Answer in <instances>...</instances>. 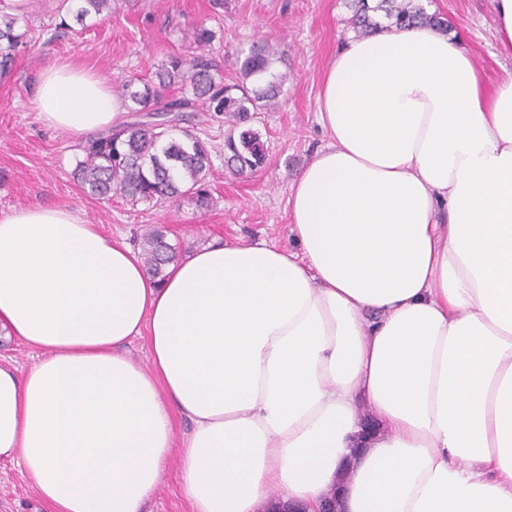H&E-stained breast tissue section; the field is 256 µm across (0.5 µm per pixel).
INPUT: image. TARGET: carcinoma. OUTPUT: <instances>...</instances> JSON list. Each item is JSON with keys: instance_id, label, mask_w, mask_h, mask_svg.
I'll list each match as a JSON object with an SVG mask.
<instances>
[{"instance_id": "1", "label": "carcinoma", "mask_w": 512, "mask_h": 512, "mask_svg": "<svg viewBox=\"0 0 512 512\" xmlns=\"http://www.w3.org/2000/svg\"><path fill=\"white\" fill-rule=\"evenodd\" d=\"M118 0H61L65 13L57 29L69 27L66 17L76 22L112 12ZM381 12L399 27H429L448 31L447 19L428 13L419 0H353L351 24L361 35L378 30L371 13ZM215 34L202 26L193 30L192 51L173 54L161 63L155 78L137 85L131 81L115 86L113 93L125 103V110L139 118L99 131L77 145L74 176L86 194L110 199L118 194L129 203L166 206L191 200L200 209L211 206L207 189L211 151L207 142L188 128L172 129L186 120V113L202 110L224 115L228 124L224 137V160L240 175L266 165L267 155L260 135L248 127L252 113L260 112L280 92L285 77L265 79L278 54L267 41L253 44L240 64V77L227 83L213 57ZM30 42L28 31L16 29V18H0V77L11 74L19 47ZM181 95L170 96L171 87ZM141 259L147 275H163L178 258L176 248L163 232L151 228L142 235Z\"/></svg>"}]
</instances>
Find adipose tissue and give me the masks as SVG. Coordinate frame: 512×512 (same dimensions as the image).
Segmentation results:
<instances>
[{
    "label": "adipose tissue",
    "instance_id": "obj_1",
    "mask_svg": "<svg viewBox=\"0 0 512 512\" xmlns=\"http://www.w3.org/2000/svg\"><path fill=\"white\" fill-rule=\"evenodd\" d=\"M34 107L76 136L125 112L69 63ZM316 119L293 250L215 243L159 281L83 213L0 212V338L37 353L0 365V458L50 512H140L173 457L191 512H512V71L488 93L453 33L383 30Z\"/></svg>",
    "mask_w": 512,
    "mask_h": 512
}]
</instances>
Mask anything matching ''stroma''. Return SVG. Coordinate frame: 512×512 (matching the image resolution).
Segmentation results:
<instances>
[{"mask_svg": "<svg viewBox=\"0 0 512 512\" xmlns=\"http://www.w3.org/2000/svg\"><path fill=\"white\" fill-rule=\"evenodd\" d=\"M422 3L447 19L486 88L512 69V59L500 53L494 38V0ZM57 6L58 0H33L18 16L19 29L41 38L21 49L13 73L0 79V211L65 205L134 248L152 225L183 256L217 241L292 246L290 188L325 142L316 122L318 97L326 67L354 33L350 0H224L219 11L212 0H120L112 14L61 31L55 28ZM199 26L215 32L213 54L230 80L253 42L278 47L270 72L285 75L282 92L251 121L267 151L266 167L247 176L231 174L224 166L223 120L197 111L190 115L194 129L213 148L212 208L201 210L188 200L175 208L133 206L117 196L108 202L84 195L73 178L78 137L47 126L33 109L42 71L72 63L111 86L147 79L166 56L189 53L186 35ZM0 512H46L34 481L13 462H0ZM142 512H190L178 459L166 464Z\"/></svg>", "mask_w": 512, "mask_h": 512, "instance_id": "35a3bbf8", "label": "stroma"}]
</instances>
